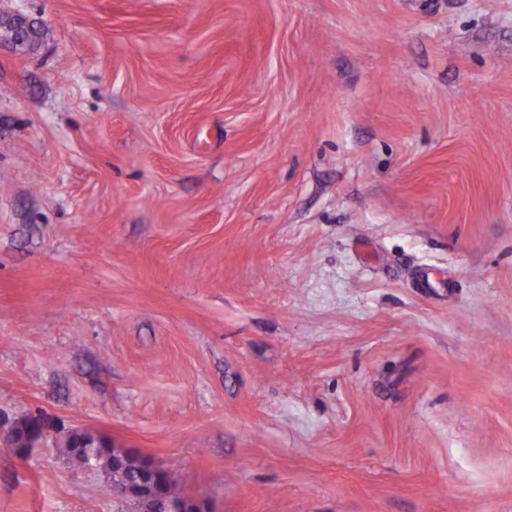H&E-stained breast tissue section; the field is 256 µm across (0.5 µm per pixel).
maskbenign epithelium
<instances>
[{"instance_id": "obj_1", "label": "benign epithelium", "mask_w": 512, "mask_h": 512, "mask_svg": "<svg viewBox=\"0 0 512 512\" xmlns=\"http://www.w3.org/2000/svg\"><path fill=\"white\" fill-rule=\"evenodd\" d=\"M166 473L167 468L143 458L136 478L112 484V494L120 501L147 498L158 512H207L200 501L187 495L179 500L167 499L162 492V481Z\"/></svg>"}]
</instances>
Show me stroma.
I'll use <instances>...</instances> for the list:
<instances>
[{"label":"stroma","mask_w":512,"mask_h":512,"mask_svg":"<svg viewBox=\"0 0 512 512\" xmlns=\"http://www.w3.org/2000/svg\"><path fill=\"white\" fill-rule=\"evenodd\" d=\"M3 13L0 512H512V0ZM86 441H96L98 443L99 448H96V454L93 458H90L85 453L84 448L79 447L80 443H85ZM114 447L111 441L96 438L93 433L84 430L68 432L61 446L63 453L67 456L73 467L82 470L98 471L110 482L128 477L131 474L130 471L123 473L113 471L112 457L117 451ZM141 470L133 480L112 483V494L125 501L124 512H147L133 498H148L160 512H207L203 504L187 495L180 500H169L162 492V481L169 469L140 457Z\"/></svg>","instance_id":"1"}]
</instances>
